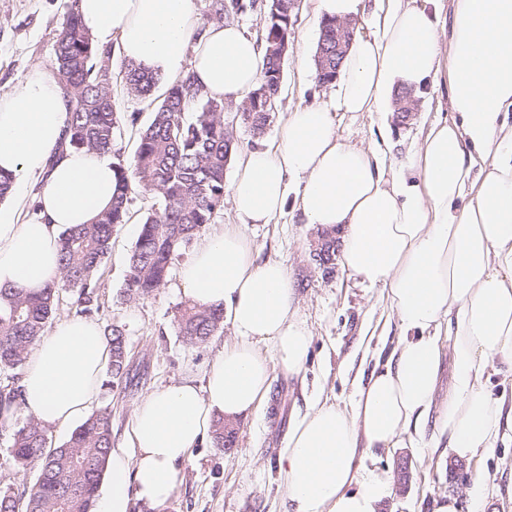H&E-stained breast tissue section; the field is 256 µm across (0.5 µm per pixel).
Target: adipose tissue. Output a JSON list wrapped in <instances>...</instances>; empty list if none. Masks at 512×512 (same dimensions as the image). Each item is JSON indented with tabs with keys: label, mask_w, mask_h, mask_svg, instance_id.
<instances>
[{
	"label": "adipose tissue",
	"mask_w": 512,
	"mask_h": 512,
	"mask_svg": "<svg viewBox=\"0 0 512 512\" xmlns=\"http://www.w3.org/2000/svg\"><path fill=\"white\" fill-rule=\"evenodd\" d=\"M82 23L127 61L177 74L185 53L204 94L240 101L260 83L263 52L239 28L203 23L194 0H79ZM316 0L318 17L363 16L328 102L289 112L276 148L240 158L230 202L240 221L203 237L181 271L190 304L222 309L235 333L204 384L185 379L145 396L112 452V487L97 512H158L216 418L256 412L274 371L299 376L313 338L298 320L285 265L258 261L248 225L282 212L291 182L305 223L335 232L340 263L379 288L400 336L358 383L350 406L306 400L278 458L284 512H380L390 481L364 470L366 453L447 444L480 458L512 440V397L488 391L499 362L512 372V0ZM449 87L452 121H436L400 163L343 142L336 113L385 112L395 92ZM73 110L55 68L34 67L0 94V171L35 180L36 220L0 209V288L58 278L61 230L112 204L111 155L63 145ZM451 340V391L436 403L441 336ZM110 350L100 326L69 318L28 355L21 408L65 428L97 398Z\"/></svg>",
	"instance_id": "ef3b65f1"
}]
</instances>
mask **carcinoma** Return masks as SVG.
Here are the masks:
<instances>
[{
	"label": "carcinoma",
	"instance_id": "obj_1",
	"mask_svg": "<svg viewBox=\"0 0 512 512\" xmlns=\"http://www.w3.org/2000/svg\"><path fill=\"white\" fill-rule=\"evenodd\" d=\"M293 24L288 22V2L273 0L266 16L264 78L283 74ZM112 49L98 47L81 24L76 0H71L67 21L56 36L54 67L74 102L67 132L76 150L107 153L115 158L118 178L112 207L92 224L68 227L59 235V278L38 291L0 288V368L24 366L30 350L47 331L59 302L68 291L79 313L91 315L98 281L95 274L109 252L112 235L130 220L132 190L159 194L164 208L147 216L129 257V295L146 297L166 281L179 251L210 223L224 203V173L229 163L233 136L224 125V102L205 96L192 74L170 83L154 108L149 124L140 131L135 154L124 164L115 134L120 115L112 100L109 63ZM128 92L146 99L161 76L132 62L122 63ZM242 119L255 135L264 133L271 112L247 96L239 103ZM195 114L187 122L186 113ZM224 324V311L187 306L178 317L179 333L189 346L205 343ZM112 377L128 374L124 329H105ZM22 391L19 382L0 385V425H12L10 455L15 465L39 468L37 481L26 495L0 487V512H94L98 492L113 446L112 408L105 406L77 426L69 438L49 448L47 429L34 418L11 422V411ZM218 448L233 442V431L223 419L213 425Z\"/></svg>",
	"mask_w": 512,
	"mask_h": 512
}]
</instances>
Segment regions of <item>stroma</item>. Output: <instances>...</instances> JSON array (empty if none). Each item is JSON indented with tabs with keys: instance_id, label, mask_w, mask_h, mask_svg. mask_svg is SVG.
Wrapping results in <instances>:
<instances>
[{
	"instance_id": "stroma-1",
	"label": "stroma",
	"mask_w": 512,
	"mask_h": 512,
	"mask_svg": "<svg viewBox=\"0 0 512 512\" xmlns=\"http://www.w3.org/2000/svg\"><path fill=\"white\" fill-rule=\"evenodd\" d=\"M67 0H0V93L8 91L37 64H51L56 34L66 18ZM316 0H301L293 16V36L283 64V80L271 121L256 136L244 124L237 104H224V124L234 138L233 159L224 179L232 181L236 160L247 150L273 147L280 140L288 112L327 101L330 86L316 78L315 53L319 41ZM122 58L112 57V95L123 120L116 144L124 160H131L137 133L149 121L152 105L127 93L120 73ZM448 90L427 87L417 99L409 121L399 112L381 117L377 112L337 113L341 139L366 149L389 142V157L397 161L421 142L431 122L452 119ZM156 193L135 189L131 220L120 227L98 273V305L94 315L100 326L119 325L126 332L132 381L104 376L97 406H111L114 438H121L138 402L155 389L185 377L203 381L224 343L232 341L231 327L200 346L187 345L178 333L177 317L188 301L181 291L179 272L193 249L185 247L172 263L164 285L145 298L127 294L129 255L140 233V222L161 212ZM259 260L282 261L297 291V312L313 336V350L304 375H272L267 403L234 424L236 439L223 450L206 442L194 449L180 475L178 488L160 512H282L284 489L277 459L286 446L288 430L305 396L323 393L340 405L352 399L353 380L369 375L373 354L382 345H395L399 330L379 290L365 289L332 262L319 265L314 256L321 232L305 224L295 198H288L280 215L269 224L250 225ZM366 469L387 474L394 498L390 512H432L435 501L447 496L458 500L460 512H512V446L498 445L482 459L466 463L444 448H391L368 454ZM479 469L495 481L474 488L471 474Z\"/></svg>"
}]
</instances>
